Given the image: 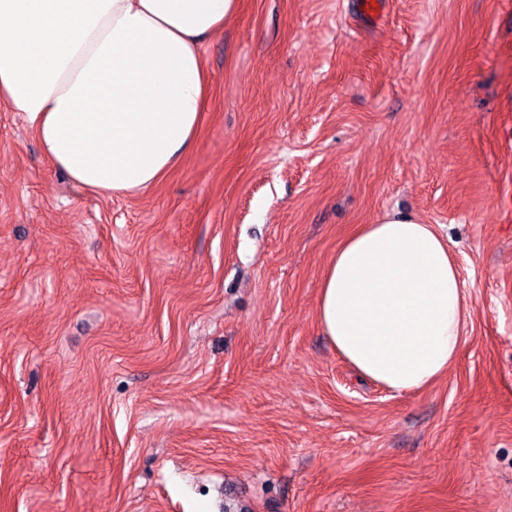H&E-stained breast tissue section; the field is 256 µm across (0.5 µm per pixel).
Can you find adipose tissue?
Wrapping results in <instances>:
<instances>
[{
    "instance_id": "1",
    "label": "adipose tissue",
    "mask_w": 512,
    "mask_h": 512,
    "mask_svg": "<svg viewBox=\"0 0 512 512\" xmlns=\"http://www.w3.org/2000/svg\"><path fill=\"white\" fill-rule=\"evenodd\" d=\"M238 0H0V101L71 180L131 194L176 167L207 97L205 40ZM470 302L449 242L413 214L358 225L320 283L316 320L363 378L431 385L464 342Z\"/></svg>"
}]
</instances>
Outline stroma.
Here are the masks:
<instances>
[{
    "label": "stroma",
    "instance_id": "35a3bbf8",
    "mask_svg": "<svg viewBox=\"0 0 512 512\" xmlns=\"http://www.w3.org/2000/svg\"><path fill=\"white\" fill-rule=\"evenodd\" d=\"M359 2L239 0L193 149L134 195L0 101V512H512V0ZM387 212L470 296L405 395L315 318Z\"/></svg>",
    "mask_w": 512,
    "mask_h": 512
}]
</instances>
